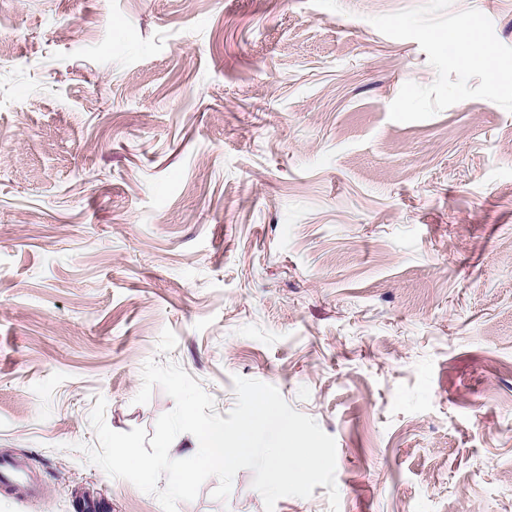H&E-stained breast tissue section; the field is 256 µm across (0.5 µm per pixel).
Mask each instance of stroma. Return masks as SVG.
Returning a JSON list of instances; mask_svg holds the SVG:
<instances>
[{
	"label": "stroma",
	"instance_id": "35a3bbf8",
	"mask_svg": "<svg viewBox=\"0 0 512 512\" xmlns=\"http://www.w3.org/2000/svg\"><path fill=\"white\" fill-rule=\"evenodd\" d=\"M424 0H0V455L42 498L162 512L87 461L148 360L275 386L339 512H512V112L396 122L436 72L372 17ZM512 46V0H453ZM251 470L177 512H265Z\"/></svg>",
	"mask_w": 512,
	"mask_h": 512
}]
</instances>
